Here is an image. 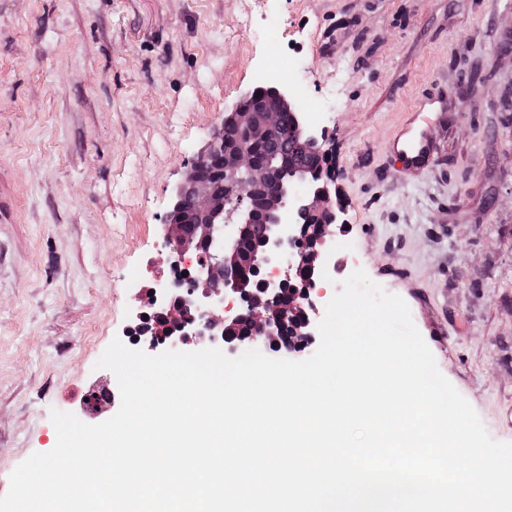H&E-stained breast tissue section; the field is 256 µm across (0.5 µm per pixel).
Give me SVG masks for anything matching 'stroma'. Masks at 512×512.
<instances>
[{"mask_svg":"<svg viewBox=\"0 0 512 512\" xmlns=\"http://www.w3.org/2000/svg\"><path fill=\"white\" fill-rule=\"evenodd\" d=\"M0 0V495L137 348L138 286L188 161L260 67L316 104L345 210L323 280L407 303L446 379L512 442V0ZM433 152L390 150L430 99Z\"/></svg>","mask_w":512,"mask_h":512,"instance_id":"35a3bbf8","label":"stroma"}]
</instances>
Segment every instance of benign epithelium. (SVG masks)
<instances>
[{
    "label": "benign epithelium",
    "mask_w": 512,
    "mask_h": 512,
    "mask_svg": "<svg viewBox=\"0 0 512 512\" xmlns=\"http://www.w3.org/2000/svg\"><path fill=\"white\" fill-rule=\"evenodd\" d=\"M257 89L268 93L274 105L258 108L255 92L247 93L214 129L205 152L191 160L176 201L163 223L165 247L180 259L194 249L200 260L193 276L183 281H164L152 289L160 306L173 294L180 309L170 313L161 332L143 338L147 351L185 350L192 343L199 348L224 345V352L235 356L261 342L281 348L284 327L290 325L298 336H311L315 323L309 312L316 311L318 274L327 255L331 227L340 223L342 209L332 203L330 184L335 181L324 150L326 130L309 125L301 112L293 89L263 77ZM287 112L293 123L289 130L311 157L309 169L288 168L277 179L267 167L254 160L255 143L281 136V115ZM232 131L233 143L224 147V131ZM219 165L230 192L214 196L208 188L213 165ZM261 209L270 224L258 252L241 249L247 223ZM240 212L242 223L232 229V244H226L224 219ZM284 276L275 278L272 271ZM224 282L214 288L212 283ZM288 301H283L284 296ZM247 326L243 334L241 325Z\"/></svg>",
    "instance_id": "obj_1"
}]
</instances>
